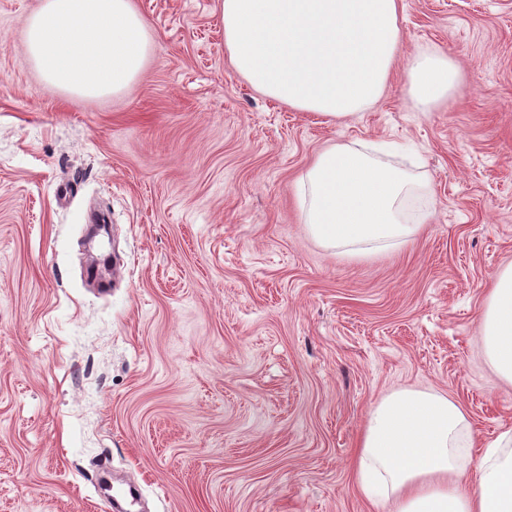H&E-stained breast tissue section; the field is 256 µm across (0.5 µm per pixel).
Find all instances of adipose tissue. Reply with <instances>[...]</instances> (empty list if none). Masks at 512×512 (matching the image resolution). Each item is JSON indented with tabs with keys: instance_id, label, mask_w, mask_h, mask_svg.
Listing matches in <instances>:
<instances>
[{
	"instance_id": "adipose-tissue-1",
	"label": "adipose tissue",
	"mask_w": 512,
	"mask_h": 512,
	"mask_svg": "<svg viewBox=\"0 0 512 512\" xmlns=\"http://www.w3.org/2000/svg\"><path fill=\"white\" fill-rule=\"evenodd\" d=\"M401 0H216L229 62L262 95L332 120L368 110L404 68L420 109L447 100L460 75L443 52L401 60ZM155 35L134 0H39L24 30L39 79L65 94L118 96L151 62ZM396 143H335L297 181L309 235L326 248L397 252L423 230L407 203L422 185ZM487 362L512 385V264L497 270L480 313ZM354 480L377 512H512V429L480 440L463 407L432 388L376 401L358 439Z\"/></svg>"
}]
</instances>
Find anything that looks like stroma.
<instances>
[{
    "instance_id": "1",
    "label": "stroma",
    "mask_w": 512,
    "mask_h": 512,
    "mask_svg": "<svg viewBox=\"0 0 512 512\" xmlns=\"http://www.w3.org/2000/svg\"><path fill=\"white\" fill-rule=\"evenodd\" d=\"M37 0H0V512H371L351 461L371 406L434 388L479 437L512 428L479 318L512 261V0H403L402 56L460 68L421 111L396 76L333 124L229 67L215 0H135L155 57L123 95L70 99L25 60ZM409 144L414 244L354 261L313 240L295 181L333 143ZM112 288L84 276L91 212Z\"/></svg>"
}]
</instances>
